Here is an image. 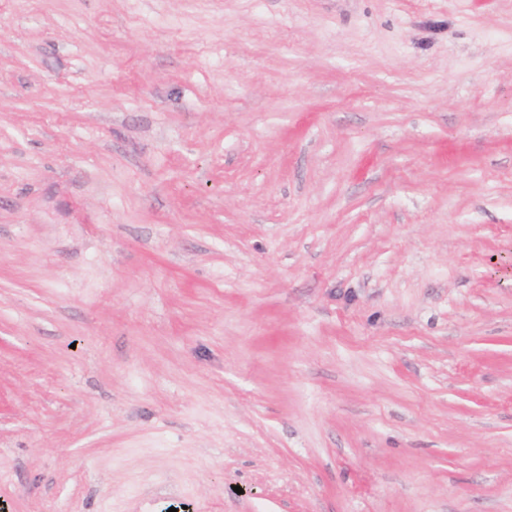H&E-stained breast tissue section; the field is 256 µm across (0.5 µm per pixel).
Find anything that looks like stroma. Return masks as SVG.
<instances>
[{
    "label": "stroma",
    "mask_w": 512,
    "mask_h": 512,
    "mask_svg": "<svg viewBox=\"0 0 512 512\" xmlns=\"http://www.w3.org/2000/svg\"><path fill=\"white\" fill-rule=\"evenodd\" d=\"M0 512H512V0H0Z\"/></svg>",
    "instance_id": "35a3bbf8"
}]
</instances>
